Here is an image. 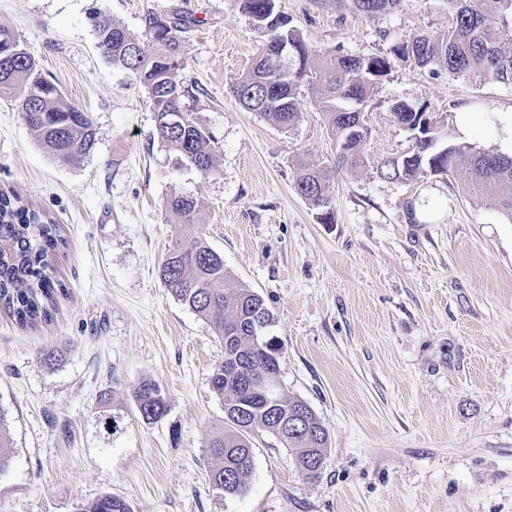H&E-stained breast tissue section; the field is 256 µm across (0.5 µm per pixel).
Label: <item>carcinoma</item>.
I'll return each instance as SVG.
<instances>
[{
	"label": "carcinoma",
	"instance_id": "obj_1",
	"mask_svg": "<svg viewBox=\"0 0 512 512\" xmlns=\"http://www.w3.org/2000/svg\"><path fill=\"white\" fill-rule=\"evenodd\" d=\"M401 0H354L357 10L368 17L393 10ZM453 24L439 37L415 38L412 56L421 66H432L464 78L491 77L512 84V40L500 36L512 25V0H448ZM240 8L265 33V40L249 70L233 88L234 97L248 111L256 112L282 130L299 122L298 97L303 88L316 92L335 142V166L375 168L379 177L392 181L414 180L427 175L461 170L467 174L468 191L491 195L501 214L512 222V157L478 149L451 137L427 146L421 159L394 168L387 158H372L365 151L368 135L363 113L378 80L390 63L382 57L356 58L320 55L289 27L288 18L276 12V0H240ZM105 16L95 13L97 38L112 64L137 74L145 85L155 112L156 130L182 160L196 161L197 171L208 175L216 168L211 135L184 111L185 89L176 81L181 32L187 20L178 14H150L145 19L147 40L142 41L114 23L104 26ZM136 43L139 59H130L128 47ZM288 45V65L273 63V54ZM17 92L23 117L40 145L50 154L75 160L95 145L96 129L87 113L71 103L62 91L44 77L32 56L0 67V93ZM180 111L183 120L168 124L170 114ZM399 123L417 133L419 109L399 102L393 106ZM333 169H305L296 179L297 192L319 209L323 224L334 223L331 209ZM165 209L177 223L199 225V204L190 196L166 201ZM66 239L57 224L22 203L15 194L0 192V312L19 326L32 325L51 316L53 292L50 275L52 255L65 247ZM160 277L171 294L210 324L224 343V356L243 359L242 372L227 371V360L219 361L210 382L224 405V423L208 443L211 460L209 481L220 495L242 496L248 491L247 477L253 466L250 436L256 431L272 434L287 448L302 473L311 479L321 474L329 445V432L305 402L283 396L271 409L265 397L252 389L248 377H276L283 357L274 340L254 345L249 327L271 314L264 299L240 283L224 266L202 233L180 240L168 252ZM140 417L159 421L166 412V399L156 381L145 379L134 392ZM250 417L242 426L235 413ZM299 414V424L280 435L276 419ZM13 455L5 414L0 411V471L8 468ZM83 512H134L130 502L118 494H105Z\"/></svg>",
	"mask_w": 512,
	"mask_h": 512
}]
</instances>
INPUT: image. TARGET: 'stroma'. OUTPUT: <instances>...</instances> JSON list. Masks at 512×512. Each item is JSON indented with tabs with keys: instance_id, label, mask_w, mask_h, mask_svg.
Masks as SVG:
<instances>
[{
	"instance_id": "35a3bbf8",
	"label": "stroma",
	"mask_w": 512,
	"mask_h": 512,
	"mask_svg": "<svg viewBox=\"0 0 512 512\" xmlns=\"http://www.w3.org/2000/svg\"><path fill=\"white\" fill-rule=\"evenodd\" d=\"M276 5L319 53L389 60L363 107L373 157L412 148L398 102L459 141L512 155L499 120L512 85L396 51L447 32L446 0H402L373 19L352 0ZM97 10L138 37L148 13L189 17L177 78L212 137L214 172L158 137L146 88L98 44ZM1 27L88 113L97 140L80 159L53 156L17 99L0 94V190L67 239L51 320L23 328L0 315V409L13 440L0 512H82L105 493L134 512H512V223L493 199L467 194L461 171L389 181L344 167L335 221L319 223L294 184L301 168L332 161L322 102L303 91L288 131L241 107L231 89L263 37L237 0H0ZM464 107L479 117L465 133ZM175 194L198 200L199 227L174 223L165 203ZM431 199L442 204L435 221L417 215ZM198 230L272 313L278 379L330 433L319 479L263 432L245 495L219 496L209 482L206 445L224 419L210 376L224 346L159 276L176 240ZM146 378L166 395L156 423L135 408ZM106 411L120 415L118 432L104 428ZM393 112L399 123L407 126V128L415 133H419L418 124L419 114L417 112H425L423 117L424 120L428 121L429 132L445 130V127L441 125L437 119H434L429 112H426L424 108H416L413 105L399 102L393 106Z\"/></svg>"
}]
</instances>
